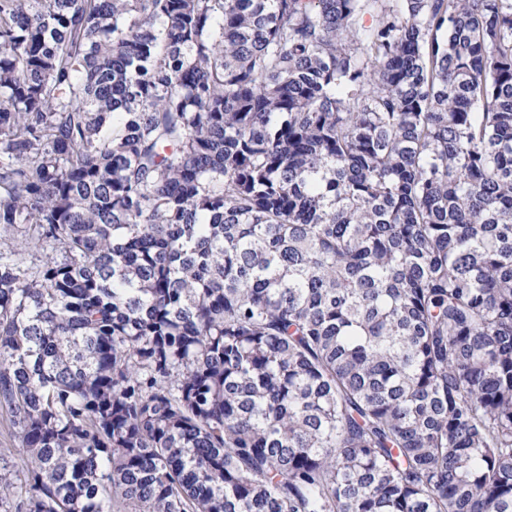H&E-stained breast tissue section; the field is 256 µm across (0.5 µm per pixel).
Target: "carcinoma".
I'll list each match as a JSON object with an SVG mask.
<instances>
[{
    "label": "carcinoma",
    "mask_w": 512,
    "mask_h": 512,
    "mask_svg": "<svg viewBox=\"0 0 512 512\" xmlns=\"http://www.w3.org/2000/svg\"><path fill=\"white\" fill-rule=\"evenodd\" d=\"M0 418V512H512V0H0ZM20 449L21 446L18 440L10 433L6 425L0 421V452L9 456L14 465L12 468L13 473L21 470L25 465V454Z\"/></svg>",
    "instance_id": "obj_1"
}]
</instances>
